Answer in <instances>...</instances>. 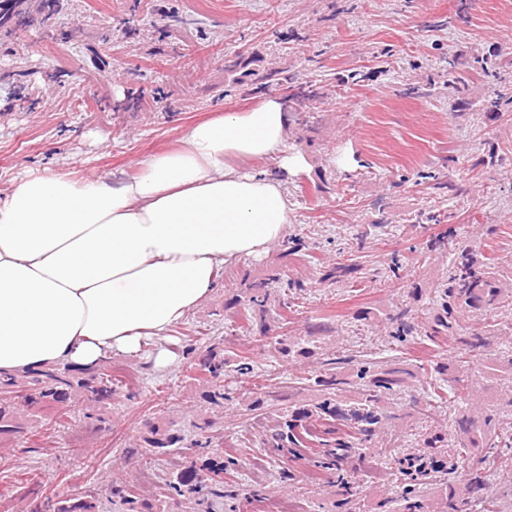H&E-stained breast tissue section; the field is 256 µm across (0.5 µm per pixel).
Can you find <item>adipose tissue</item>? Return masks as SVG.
I'll list each match as a JSON object with an SVG mask.
<instances>
[{
  "instance_id": "1",
  "label": "adipose tissue",
  "mask_w": 512,
  "mask_h": 512,
  "mask_svg": "<svg viewBox=\"0 0 512 512\" xmlns=\"http://www.w3.org/2000/svg\"><path fill=\"white\" fill-rule=\"evenodd\" d=\"M288 115L274 99L194 123L120 184L29 173L0 198V375L138 354L290 222ZM276 161L278 173L261 170Z\"/></svg>"
}]
</instances>
